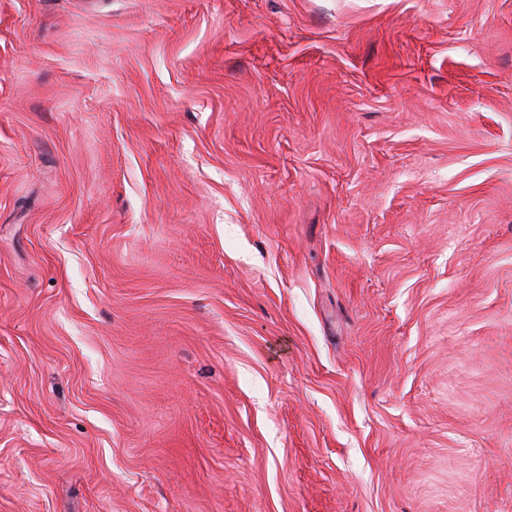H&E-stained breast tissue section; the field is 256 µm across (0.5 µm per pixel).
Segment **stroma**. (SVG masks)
Returning <instances> with one entry per match:
<instances>
[{"label": "stroma", "mask_w": 512, "mask_h": 512, "mask_svg": "<svg viewBox=\"0 0 512 512\" xmlns=\"http://www.w3.org/2000/svg\"><path fill=\"white\" fill-rule=\"evenodd\" d=\"M0 512H512V0H0Z\"/></svg>", "instance_id": "stroma-1"}]
</instances>
